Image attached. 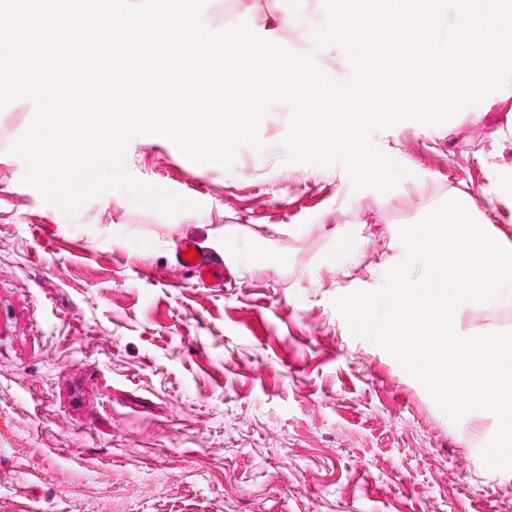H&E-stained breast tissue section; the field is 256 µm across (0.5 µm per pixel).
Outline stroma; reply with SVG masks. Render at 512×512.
Here are the masks:
<instances>
[{"label":"stroma","mask_w":512,"mask_h":512,"mask_svg":"<svg viewBox=\"0 0 512 512\" xmlns=\"http://www.w3.org/2000/svg\"><path fill=\"white\" fill-rule=\"evenodd\" d=\"M268 0H208L218 31L269 25ZM282 46L350 73L301 27ZM35 106L0 109V512H512V471L487 469L498 424L452 423L384 349L354 337L336 297L379 288L405 256L401 226L464 193L512 244V96L374 142L409 175L381 194L341 166L286 163L290 110L271 106L263 151L201 167L142 135L128 169L199 203L168 218L109 192L74 216L22 182L10 152ZM467 158L477 176L458 180ZM273 238L277 264L223 254L218 229ZM227 284L176 269L183 239ZM336 264H328L329 255ZM467 336L512 331V302L460 311Z\"/></svg>","instance_id":"35a3bbf8"}]
</instances>
